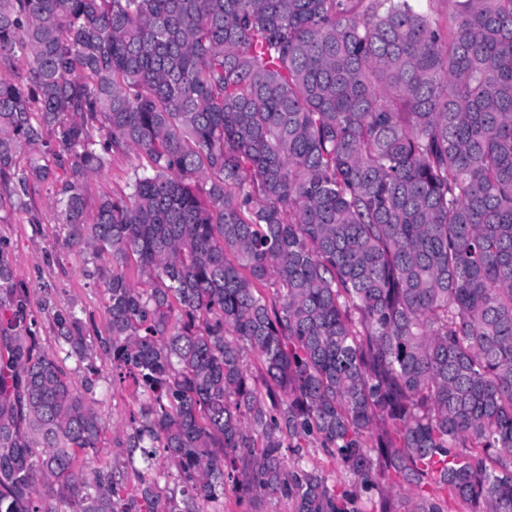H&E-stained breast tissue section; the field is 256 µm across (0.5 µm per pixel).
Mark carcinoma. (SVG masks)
Listing matches in <instances>:
<instances>
[{
  "label": "carcinoma",
  "mask_w": 512,
  "mask_h": 512,
  "mask_svg": "<svg viewBox=\"0 0 512 512\" xmlns=\"http://www.w3.org/2000/svg\"><path fill=\"white\" fill-rule=\"evenodd\" d=\"M44 185L102 261L148 512L229 483L295 512L379 488L512 512V0H0V210L38 221ZM53 324L95 373L83 318ZM37 333L0 245V512H141L84 466L92 380ZM129 167V161L125 158L115 160L112 164V157L108 161L107 168L100 177L92 178L86 188V199L89 209H93L98 198L106 192L112 191L115 187L118 176L122 170ZM312 462L324 471L330 478L338 482L348 480V474L344 467L336 459L325 455L319 448H308Z\"/></svg>",
  "instance_id": "obj_1"
}]
</instances>
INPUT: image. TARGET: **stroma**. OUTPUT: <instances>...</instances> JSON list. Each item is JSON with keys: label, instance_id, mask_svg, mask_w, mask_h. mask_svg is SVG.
I'll return each mask as SVG.
<instances>
[{"label": "stroma", "instance_id": "obj_1", "mask_svg": "<svg viewBox=\"0 0 512 512\" xmlns=\"http://www.w3.org/2000/svg\"><path fill=\"white\" fill-rule=\"evenodd\" d=\"M35 201L40 218L36 224L30 223L22 211L0 210V241L6 244L17 280L29 291L44 350H59L53 329L57 312L72 308L80 311L86 321L94 347L93 363L98 370L89 397L104 424L101 445L92 465L124 472L123 498L138 497L139 483L127 471L129 450L125 445L130 419L138 404L132 396L131 382L112 379V355L104 344L108 336L105 285L95 273L97 261L91 253L66 246L49 188H41Z\"/></svg>", "mask_w": 512, "mask_h": 512}]
</instances>
